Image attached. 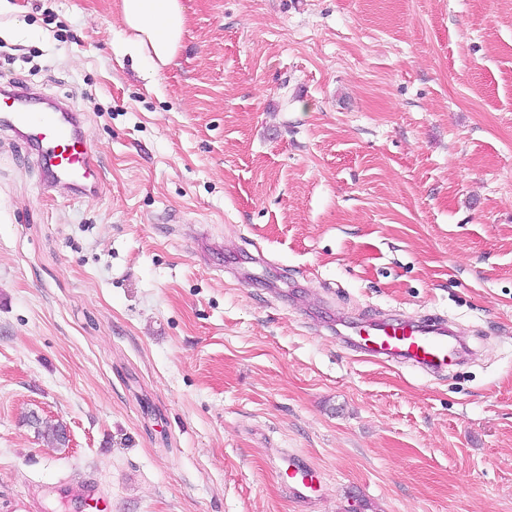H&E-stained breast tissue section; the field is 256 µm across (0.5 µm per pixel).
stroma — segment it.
Segmentation results:
<instances>
[{
  "label": "stroma",
  "instance_id": "stroma-1",
  "mask_svg": "<svg viewBox=\"0 0 512 512\" xmlns=\"http://www.w3.org/2000/svg\"><path fill=\"white\" fill-rule=\"evenodd\" d=\"M183 4L152 78L117 0H0V83L81 112L104 177L0 130V512H512V0ZM330 313L474 355L375 362ZM26 422L30 427H33L38 436L54 448H64L67 446L68 441L62 435L61 430L56 425H48L38 415L32 413L27 416ZM49 495L77 496L84 503L85 508L94 509L93 512H112V500L102 496L96 486L82 483L72 486L68 483H60L48 491Z\"/></svg>",
  "mask_w": 512,
  "mask_h": 512
}]
</instances>
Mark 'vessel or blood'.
<instances>
[{
    "mask_svg": "<svg viewBox=\"0 0 512 512\" xmlns=\"http://www.w3.org/2000/svg\"><path fill=\"white\" fill-rule=\"evenodd\" d=\"M0 128L16 134L26 145L38 149V160L51 180L69 184L83 196L98 195L102 173L92 151L91 138L81 113L65 107L50 111L38 108L28 89L14 87L0 94ZM354 344L368 357L435 372L461 357L464 343L444 322L382 319L355 327ZM59 496L80 497L92 512H112V501L96 486L62 483L54 487Z\"/></svg>",
    "mask_w": 512,
    "mask_h": 512,
    "instance_id": "vessel-or-blood-1",
    "label": "vessel or blood"
}]
</instances>
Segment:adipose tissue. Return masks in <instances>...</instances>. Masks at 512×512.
Wrapping results in <instances>:
<instances>
[{
    "label": "adipose tissue",
    "instance_id": "adipose-tissue-1",
    "mask_svg": "<svg viewBox=\"0 0 512 512\" xmlns=\"http://www.w3.org/2000/svg\"><path fill=\"white\" fill-rule=\"evenodd\" d=\"M128 47L151 74H159L177 54L185 32L182 0H119Z\"/></svg>",
    "mask_w": 512,
    "mask_h": 512
}]
</instances>
